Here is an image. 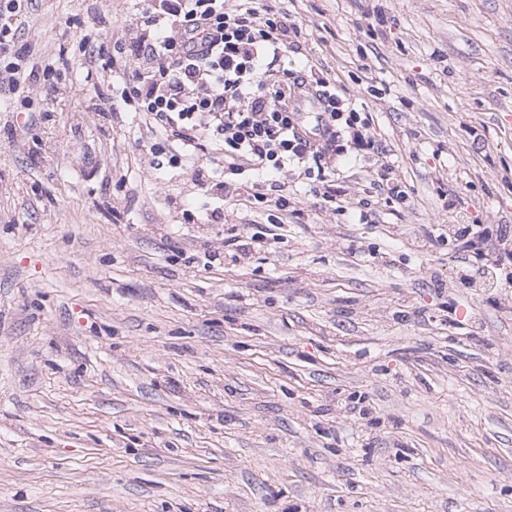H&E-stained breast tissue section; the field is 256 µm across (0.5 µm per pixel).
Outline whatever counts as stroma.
<instances>
[{"label": "stroma", "mask_w": 512, "mask_h": 512, "mask_svg": "<svg viewBox=\"0 0 512 512\" xmlns=\"http://www.w3.org/2000/svg\"><path fill=\"white\" fill-rule=\"evenodd\" d=\"M296 61L371 112L361 222L157 172L159 132L91 62L131 0H34L64 92L0 102V512H512V0H281ZM393 167L405 202L374 179ZM489 239L467 251L453 225ZM273 237L225 257L232 227ZM504 238L500 239V246H503L501 248H498V256L496 257V265L494 266H488L486 269H478L475 271L468 270L463 274V280L468 285H472L473 283H479V285H482L483 287H490L492 288L497 283V274L495 270L500 269V265L507 264V262L512 263V249H508L507 241H503Z\"/></svg>", "instance_id": "stroma-1"}]
</instances>
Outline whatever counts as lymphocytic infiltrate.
Returning a JSON list of instances; mask_svg holds the SVG:
<instances>
[{"label":"lymphocytic infiltrate","instance_id":"f902f5d3","mask_svg":"<svg viewBox=\"0 0 512 512\" xmlns=\"http://www.w3.org/2000/svg\"><path fill=\"white\" fill-rule=\"evenodd\" d=\"M136 30L115 40L125 86L122 101L159 130L151 166L181 164L210 143L224 158L223 172L193 168L203 194L235 196L287 210L285 194L303 170L323 203L336 200V172L351 153L382 154L370 134L372 117L348 102L336 81L290 53L298 32L287 12L269 0H134ZM32 0H0V94L50 81L52 59L20 43L16 22ZM315 100L319 132L298 122L302 98Z\"/></svg>","mask_w":512,"mask_h":512}]
</instances>
